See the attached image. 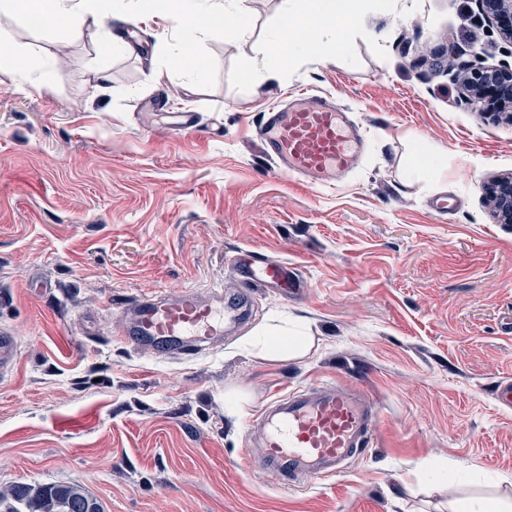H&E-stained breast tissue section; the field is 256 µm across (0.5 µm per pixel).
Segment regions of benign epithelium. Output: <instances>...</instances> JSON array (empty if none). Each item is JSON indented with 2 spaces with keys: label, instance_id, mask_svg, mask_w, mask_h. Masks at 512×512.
Segmentation results:
<instances>
[{
  "label": "benign epithelium",
  "instance_id": "7a95c632",
  "mask_svg": "<svg viewBox=\"0 0 512 512\" xmlns=\"http://www.w3.org/2000/svg\"><path fill=\"white\" fill-rule=\"evenodd\" d=\"M479 14L497 23L502 37L512 43V0H475ZM462 84L466 99L483 112L506 115L512 121V67L464 68ZM490 203L497 218L512 223V176L496 180Z\"/></svg>",
  "mask_w": 512,
  "mask_h": 512
}]
</instances>
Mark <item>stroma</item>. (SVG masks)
<instances>
[{
  "mask_svg": "<svg viewBox=\"0 0 512 512\" xmlns=\"http://www.w3.org/2000/svg\"><path fill=\"white\" fill-rule=\"evenodd\" d=\"M307 0H246L196 47L206 78L172 58L161 28L102 58L111 20L79 38L0 13V43L40 82L19 92L0 64V328L20 341L0 377V490L77 483L104 512H450L512 506V223L484 186L512 174V124L461 95L458 66L512 65L475 0H354L344 51L253 77L284 14ZM60 65H52L56 53ZM158 78L145 80L148 70ZM330 97L367 146L335 187L279 173L257 134L264 111ZM442 179L408 174L415 145ZM448 192L451 214L431 201ZM248 250L288 262L301 286L243 287ZM247 289L249 322L213 350L156 359L113 324L147 295ZM310 338L288 359L243 345L274 319ZM378 406L359 459L281 485L246 469L249 420L317 384Z\"/></svg>",
  "mask_w": 512,
  "mask_h": 512,
  "instance_id": "stroma-1",
  "label": "stroma"
}]
</instances>
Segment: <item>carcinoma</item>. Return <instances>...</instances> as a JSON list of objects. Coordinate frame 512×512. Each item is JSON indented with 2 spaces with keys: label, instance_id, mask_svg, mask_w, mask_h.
I'll return each mask as SVG.
<instances>
[{
  "label": "carcinoma",
  "instance_id": "cac0c4a2",
  "mask_svg": "<svg viewBox=\"0 0 512 512\" xmlns=\"http://www.w3.org/2000/svg\"><path fill=\"white\" fill-rule=\"evenodd\" d=\"M0 512H101L80 484H19L0 492Z\"/></svg>",
  "mask_w": 512,
  "mask_h": 512
}]
</instances>
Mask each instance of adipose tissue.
<instances>
[{
	"instance_id": "1",
	"label": "adipose tissue",
	"mask_w": 512,
	"mask_h": 512,
	"mask_svg": "<svg viewBox=\"0 0 512 512\" xmlns=\"http://www.w3.org/2000/svg\"><path fill=\"white\" fill-rule=\"evenodd\" d=\"M38 14L43 28L63 29L80 34L85 16L92 11L91 0H0V12ZM242 12L241 0H180V10L169 13L155 5V0H134L128 15L130 23L154 20L160 23L175 20L177 43L182 54L195 48L197 39L229 16ZM318 43L315 35H304L282 23L274 39L267 43L260 59L261 74L272 76L281 72L294 55L310 50ZM304 332L280 324L252 338L248 354L265 358H285L301 352Z\"/></svg>"
}]
</instances>
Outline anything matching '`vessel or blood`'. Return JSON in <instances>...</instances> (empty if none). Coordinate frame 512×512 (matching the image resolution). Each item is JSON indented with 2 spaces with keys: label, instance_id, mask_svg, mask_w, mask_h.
<instances>
[{
  "label": "vessel or blood",
  "instance_id": "b4317fda",
  "mask_svg": "<svg viewBox=\"0 0 512 512\" xmlns=\"http://www.w3.org/2000/svg\"><path fill=\"white\" fill-rule=\"evenodd\" d=\"M266 154L280 172L309 185L335 186L363 153L362 126L349 113L318 94L302 93L288 105H269L260 128ZM236 273L261 287L298 286V278L282 261L259 257L232 260ZM245 304L225 298L223 290L202 295L189 288L177 298L152 295L123 312L115 333L128 345L160 356L191 354L216 345L225 328L240 322ZM19 341L0 331V374L11 372ZM378 411L365 393L353 386L329 383L305 386L270 401L250 424V446L242 460L247 468L262 467L280 483L298 477L335 476L371 440Z\"/></svg>",
  "mask_w": 512,
  "mask_h": 512
}]
</instances>
